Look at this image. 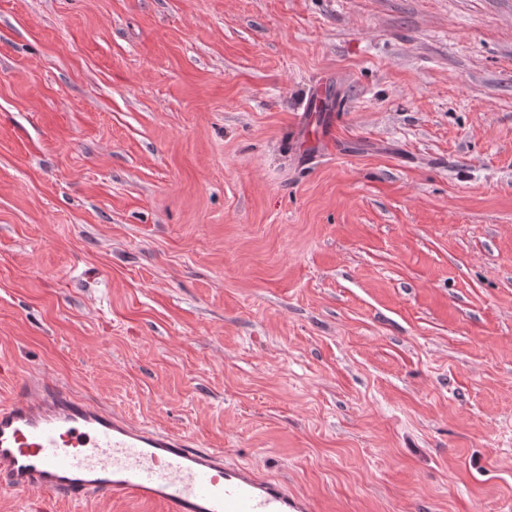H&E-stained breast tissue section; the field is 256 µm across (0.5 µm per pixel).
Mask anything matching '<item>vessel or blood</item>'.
Wrapping results in <instances>:
<instances>
[{"label":"vessel or blood","instance_id":"vessel-or-blood-1","mask_svg":"<svg viewBox=\"0 0 512 512\" xmlns=\"http://www.w3.org/2000/svg\"><path fill=\"white\" fill-rule=\"evenodd\" d=\"M0 489L79 501L105 493L162 512H310L284 484L225 464L186 435L146 428L64 387L0 406Z\"/></svg>","mask_w":512,"mask_h":512}]
</instances>
